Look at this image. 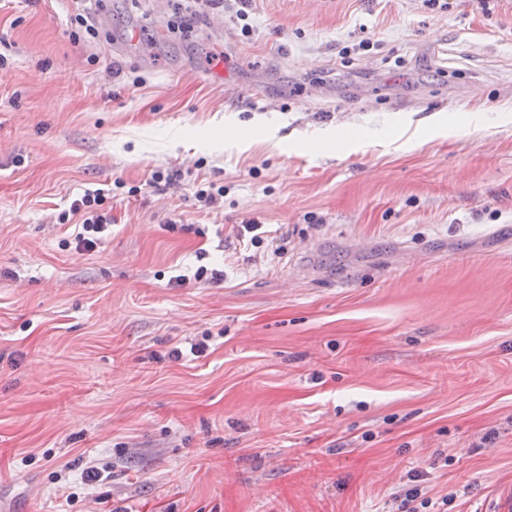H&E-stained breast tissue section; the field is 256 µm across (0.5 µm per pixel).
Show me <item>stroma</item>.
<instances>
[{"mask_svg":"<svg viewBox=\"0 0 512 512\" xmlns=\"http://www.w3.org/2000/svg\"><path fill=\"white\" fill-rule=\"evenodd\" d=\"M82 7L0 0V512L512 485V0H251L247 37L234 0L187 32L175 0H99L94 37ZM96 188L87 252L57 215Z\"/></svg>","mask_w":512,"mask_h":512,"instance_id":"stroma-1","label":"stroma"}]
</instances>
